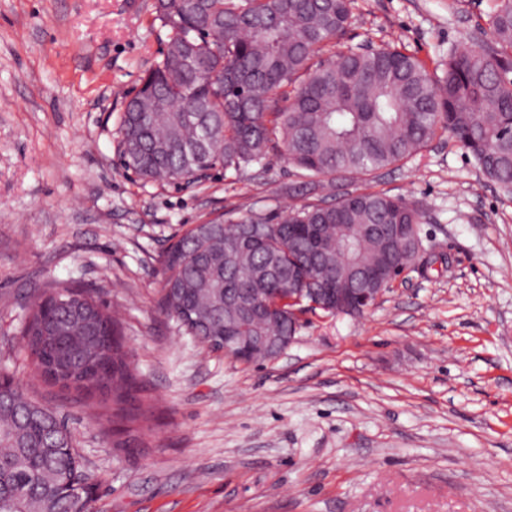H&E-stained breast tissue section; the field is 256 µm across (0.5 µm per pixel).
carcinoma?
Segmentation results:
<instances>
[{
	"instance_id": "carcinoma-1",
	"label": "carcinoma",
	"mask_w": 512,
	"mask_h": 512,
	"mask_svg": "<svg viewBox=\"0 0 512 512\" xmlns=\"http://www.w3.org/2000/svg\"><path fill=\"white\" fill-rule=\"evenodd\" d=\"M353 0H155L166 52L120 119V154L146 182L191 184L239 173L272 155L301 171L283 192L331 201L267 217L250 212L209 231L190 228L163 256L159 308L212 349L224 322L275 288L336 287V267L426 270L432 259L418 203L342 190L351 176L399 167L447 134L486 178L512 189V0H494L493 39L451 51L441 74L394 46L338 50ZM293 87V96L277 90ZM317 224L320 239L304 226ZM383 224H407L401 248ZM253 332H296L286 311L249 320ZM25 349L37 376L64 390L110 391L135 375L117 321L91 292L54 281L33 302ZM74 437L0 371V512H83L91 492Z\"/></svg>"
}]
</instances>
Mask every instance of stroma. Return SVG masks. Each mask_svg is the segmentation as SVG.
<instances>
[{
  "label": "stroma",
  "mask_w": 512,
  "mask_h": 512,
  "mask_svg": "<svg viewBox=\"0 0 512 512\" xmlns=\"http://www.w3.org/2000/svg\"><path fill=\"white\" fill-rule=\"evenodd\" d=\"M492 0H355L342 47L401 43L427 68L491 40ZM154 0H0V368L64 419L92 512H512V194L449 136L349 190L434 214L409 271L360 317L300 315L272 360L247 363L159 307L163 251L191 225L291 206L297 171L141 180L117 150L126 100L159 59ZM98 294L137 386L45 383L23 348L48 281Z\"/></svg>",
  "instance_id": "35a3bbf8"
}]
</instances>
